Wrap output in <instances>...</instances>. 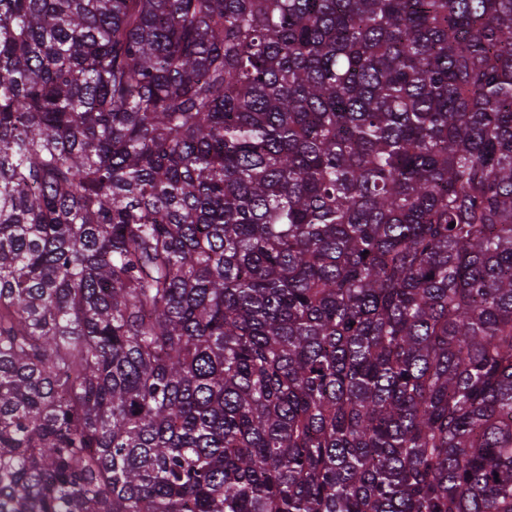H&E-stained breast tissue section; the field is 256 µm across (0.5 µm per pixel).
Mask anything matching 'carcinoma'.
Listing matches in <instances>:
<instances>
[{
    "label": "carcinoma",
    "mask_w": 512,
    "mask_h": 512,
    "mask_svg": "<svg viewBox=\"0 0 512 512\" xmlns=\"http://www.w3.org/2000/svg\"><path fill=\"white\" fill-rule=\"evenodd\" d=\"M0 512H512V0H0Z\"/></svg>",
    "instance_id": "obj_1"
}]
</instances>
